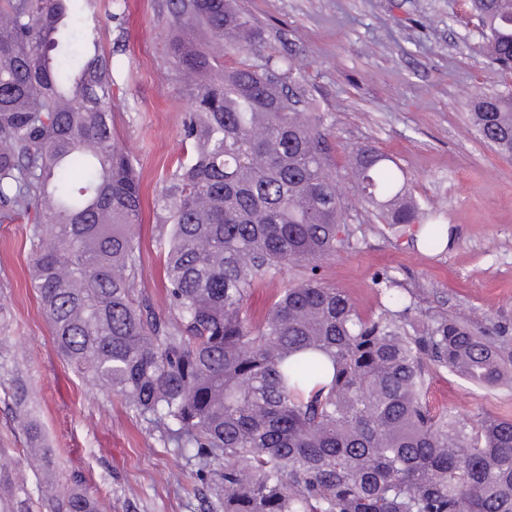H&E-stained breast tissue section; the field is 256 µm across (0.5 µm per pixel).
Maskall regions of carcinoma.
Segmentation results:
<instances>
[{"label": "carcinoma", "instance_id": "1", "mask_svg": "<svg viewBox=\"0 0 512 512\" xmlns=\"http://www.w3.org/2000/svg\"><path fill=\"white\" fill-rule=\"evenodd\" d=\"M91 2L0 0V221L33 223L30 276L54 344L197 461L208 512H512V419L424 403L440 369L512 382V329L419 316L386 272L366 318L318 277L354 248L323 119L296 110L292 56L224 66V47L259 42L232 0H165V54L192 101L190 160L156 199L174 315L136 296L142 194L116 139L112 55L81 13ZM472 3L480 51L512 70V0ZM469 120L512 158V91L476 96ZM350 154L347 175L391 229L448 247L400 167L367 144ZM286 266L297 279L253 322L252 292ZM42 499L98 512L77 479Z\"/></svg>", "mask_w": 512, "mask_h": 512}]
</instances>
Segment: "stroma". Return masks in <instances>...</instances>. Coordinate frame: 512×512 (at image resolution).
I'll use <instances>...</instances> for the list:
<instances>
[{"instance_id": "obj_1", "label": "stroma", "mask_w": 512, "mask_h": 512, "mask_svg": "<svg viewBox=\"0 0 512 512\" xmlns=\"http://www.w3.org/2000/svg\"><path fill=\"white\" fill-rule=\"evenodd\" d=\"M260 29L254 50H231L225 65H258L268 54L297 59L300 82L322 113L338 172L349 150L369 144L403 169L424 210L453 228L439 256L393 232L348 181L339 188L356 225L354 250L321 261L324 282L342 288L366 317L379 311L373 283L390 273L428 314L512 326V159L498 156L470 127L478 92L512 88L480 41L469 0H236ZM104 50L122 71L112 88L117 141L130 155L144 195L138 229V290L170 316L153 199L179 160L189 95L164 55L170 17L164 0H129L125 18L104 22ZM32 227L0 223V512L15 499L46 512L38 488L79 473L101 512H206L211 496L182 450L109 388L75 372L55 348L33 288ZM430 406L460 419L480 413L512 418V382L474 385L434 374Z\"/></svg>"}]
</instances>
